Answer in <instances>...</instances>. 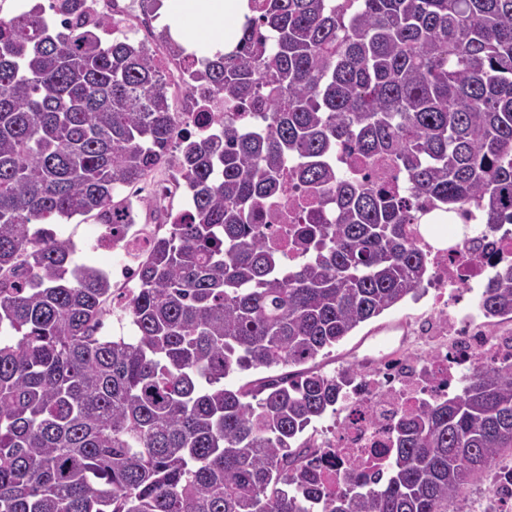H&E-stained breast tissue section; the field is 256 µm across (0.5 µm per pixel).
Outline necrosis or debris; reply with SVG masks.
Here are the masks:
<instances>
[{
    "instance_id": "necrosis-or-debris-1",
    "label": "necrosis or debris",
    "mask_w": 512,
    "mask_h": 512,
    "mask_svg": "<svg viewBox=\"0 0 512 512\" xmlns=\"http://www.w3.org/2000/svg\"><path fill=\"white\" fill-rule=\"evenodd\" d=\"M160 65L178 74L186 88L183 106L174 114L178 131L200 133L212 127L218 115L206 112L210 95L193 81L191 65L167 56ZM339 159L343 170L368 184L402 193L407 190L406 174L388 158L362 161L343 151ZM321 206L314 190L293 175H285L283 193L267 207V221L272 226V242L289 258L298 256L292 236L294 225L302 215ZM151 239L149 225L134 223L123 238L111 243L118 254L110 271L112 286L122 299L132 295L131 261L146 255ZM414 242L433 250L434 277L429 283L432 312L407 323L397 345L388 352L356 358L340 417L313 436V451L327 490L341 489L354 464H361L370 473L381 466L392 446L393 425L399 416L432 399L450 396L463 385L474 362L490 367L512 365V329L489 326L475 315L449 310L460 293H475L494 262L512 259V226H505L477 250L446 224L417 234Z\"/></svg>"
}]
</instances>
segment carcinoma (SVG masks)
<instances>
[{
    "mask_svg": "<svg viewBox=\"0 0 512 512\" xmlns=\"http://www.w3.org/2000/svg\"><path fill=\"white\" fill-rule=\"evenodd\" d=\"M239 47L194 79L218 136L176 132L142 42L51 30L37 5L0 17V512H471L467 488L512 452V367L474 364L461 392L394 425L384 474L326 492L306 428L345 397L312 370L256 390L236 372L299 366L432 275L410 239L429 198L512 224V0H250ZM390 157L409 192L336 165ZM192 202L156 235L100 336L112 280L38 224L104 222L171 145ZM335 208L294 230L293 266L263 203L285 163ZM512 320V260L479 299Z\"/></svg>",
    "mask_w": 512,
    "mask_h": 512,
    "instance_id": "1",
    "label": "carcinoma"
}]
</instances>
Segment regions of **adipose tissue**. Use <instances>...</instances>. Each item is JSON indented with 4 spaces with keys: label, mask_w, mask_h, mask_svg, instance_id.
I'll return each instance as SVG.
<instances>
[{
    "label": "adipose tissue",
    "mask_w": 512,
    "mask_h": 512,
    "mask_svg": "<svg viewBox=\"0 0 512 512\" xmlns=\"http://www.w3.org/2000/svg\"><path fill=\"white\" fill-rule=\"evenodd\" d=\"M249 12V0H162L160 9L174 39L200 56L231 51Z\"/></svg>",
    "instance_id": "1"
}]
</instances>
